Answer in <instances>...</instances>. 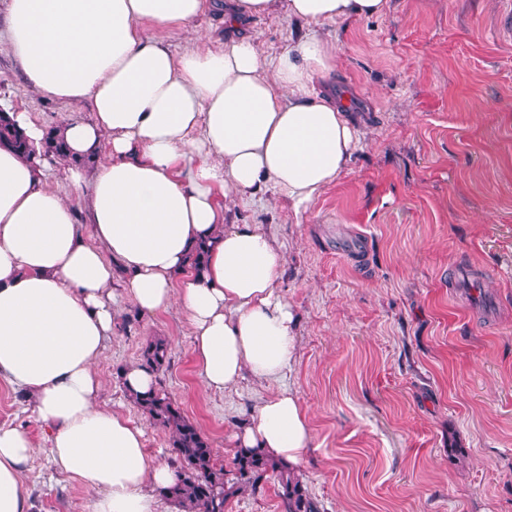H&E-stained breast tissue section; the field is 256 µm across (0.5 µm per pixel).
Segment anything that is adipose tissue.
I'll use <instances>...</instances> for the list:
<instances>
[{
	"instance_id": "ef3b65f1",
	"label": "adipose tissue",
	"mask_w": 512,
	"mask_h": 512,
	"mask_svg": "<svg viewBox=\"0 0 512 512\" xmlns=\"http://www.w3.org/2000/svg\"><path fill=\"white\" fill-rule=\"evenodd\" d=\"M388 0H9V44L37 93L86 104L56 136L65 178L91 227L44 168L0 149V378L47 429L53 466L96 492L90 512H156L174 473L151 462L144 430L99 406L95 364L112 338L113 284L141 310L178 303L206 389L244 375L278 381L295 359L298 321L278 290L284 256L256 224H234L243 195L274 193L302 218L346 172L359 143L343 103L315 93L336 68L317 33L268 63L241 36L173 56L145 26L190 30L205 9L232 26L283 9L310 25L376 17ZM208 242L207 267L188 269ZM236 447L301 468L312 432L298 393L261 400ZM28 436L0 427V512H27Z\"/></svg>"
}]
</instances>
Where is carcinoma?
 <instances>
[{"mask_svg":"<svg viewBox=\"0 0 512 512\" xmlns=\"http://www.w3.org/2000/svg\"><path fill=\"white\" fill-rule=\"evenodd\" d=\"M0 147L8 148L25 159L33 154L27 139L3 110H0ZM67 151L62 138L49 135L42 157L66 160ZM206 255V245H196L189 253L188 268L196 274L202 273ZM169 360L170 345L158 336L147 341L142 349L140 366L158 371ZM128 399L150 424L170 434L173 453L168 465L175 470L176 481L158 489V492L179 512H225L232 495L247 485L257 489L271 475L277 478L284 512H319L293 469L261 452L247 454L240 451L233 460V468L225 469L198 425L164 390L148 394L130 393Z\"/></svg>","mask_w":512,"mask_h":512,"instance_id":"carcinoma-1","label":"carcinoma"}]
</instances>
